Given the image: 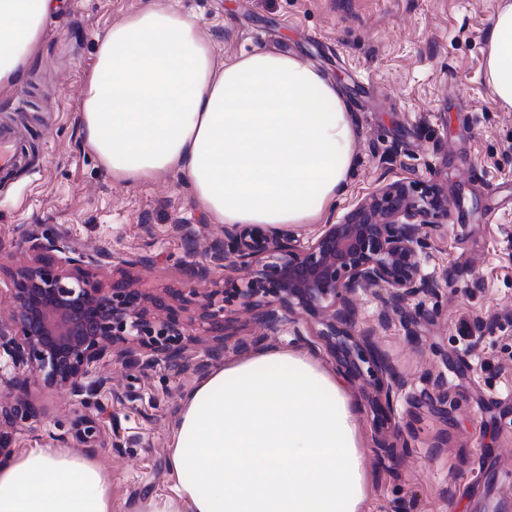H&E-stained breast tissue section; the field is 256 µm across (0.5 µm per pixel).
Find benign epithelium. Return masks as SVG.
<instances>
[{"instance_id": "1", "label": "benign epithelium", "mask_w": 512, "mask_h": 512, "mask_svg": "<svg viewBox=\"0 0 512 512\" xmlns=\"http://www.w3.org/2000/svg\"><path fill=\"white\" fill-rule=\"evenodd\" d=\"M447 211L440 190L433 184L392 186L349 212L325 224L317 236L304 240L293 233L277 236L260 224H235L222 230L224 240L205 250L204 261L193 267L203 280L225 262L246 274L244 286H233L246 312L254 299H267L265 322H288L301 309L312 317L324 315L318 332L340 356L352 377L369 375L376 389L385 387L380 366L364 370L368 337L352 332V296L359 290H383L380 299L395 307L409 297L433 290L421 274V255L428 247L422 228L430 218ZM30 248L41 253L31 265L18 268L8 285V316L0 317V378L10 371L23 387L19 374L29 373L48 388L69 387L112 363H124L119 342L135 340L145 350L142 363L152 369L161 360L183 355L195 342L197 324L219 327L224 306L216 305L220 290L199 301V318H181L162 300L154 305L165 317L150 319L146 297L118 281L103 289L87 267L108 268L117 261L104 249L72 247L26 233ZM135 265L140 259L122 258ZM83 444L103 438L93 419L77 425Z\"/></svg>"}]
</instances>
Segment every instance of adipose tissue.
<instances>
[{
  "label": "adipose tissue",
  "mask_w": 512,
  "mask_h": 512,
  "mask_svg": "<svg viewBox=\"0 0 512 512\" xmlns=\"http://www.w3.org/2000/svg\"><path fill=\"white\" fill-rule=\"evenodd\" d=\"M55 0H0V93L16 90ZM485 78L512 108V0L487 26ZM113 180L185 179L220 224L278 234L319 223L353 170L357 137L336 83L263 48L215 66L176 7L148 6L100 39L79 112ZM365 450L335 373L288 348L211 370L173 428L172 494L138 512H362ZM111 475L64 448L0 459V512H112Z\"/></svg>",
  "instance_id": "1"
}]
</instances>
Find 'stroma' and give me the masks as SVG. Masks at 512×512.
<instances>
[{
  "label": "stroma",
  "mask_w": 512,
  "mask_h": 512,
  "mask_svg": "<svg viewBox=\"0 0 512 512\" xmlns=\"http://www.w3.org/2000/svg\"><path fill=\"white\" fill-rule=\"evenodd\" d=\"M500 0H60L19 88L0 96V118L27 124L31 166L0 183V284L34 254L23 233L97 246L119 256L96 273L100 287L123 281L166 297L182 316L181 292L222 287L199 281L190 262L221 237L180 177L113 181L83 145L77 112L96 58V38L145 6H177L220 55L256 47L285 51L336 82L353 112L357 157L335 222L394 182H433L448 213L426 227L422 273L438 295L384 309L359 292L354 331L371 332L389 395L346 378L366 452L364 512H512V108L485 82L486 27ZM135 255L139 264H123ZM317 319L271 327L238 301L224 305V349L214 336L190 347L203 368L159 362L124 346V363L82 380L78 393L30 381L36 415L21 427L0 418L10 452L76 450L75 421L101 420L102 444L89 453L112 476V512H135L171 493L172 430L184 394L207 369L268 347L311 353L344 373L318 339ZM444 404H431L438 391Z\"/></svg>",
  "instance_id": "stroma-1"
}]
</instances>
